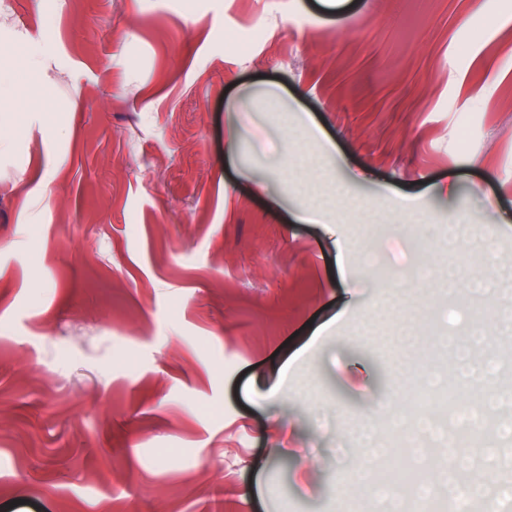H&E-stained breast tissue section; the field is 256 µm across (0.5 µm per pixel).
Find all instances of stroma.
Masks as SVG:
<instances>
[{
  "label": "stroma",
  "mask_w": 512,
  "mask_h": 512,
  "mask_svg": "<svg viewBox=\"0 0 512 512\" xmlns=\"http://www.w3.org/2000/svg\"><path fill=\"white\" fill-rule=\"evenodd\" d=\"M482 2L0 0V60L55 90L0 114V512H375L368 404L512 304V0ZM285 141L352 204L298 221ZM356 434L361 447L356 448L359 463L351 482L356 487H366L368 485V462L371 460L378 448H370V445L374 442L373 434L370 429L361 427L356 430Z\"/></svg>",
  "instance_id": "35a3bbf8"
}]
</instances>
